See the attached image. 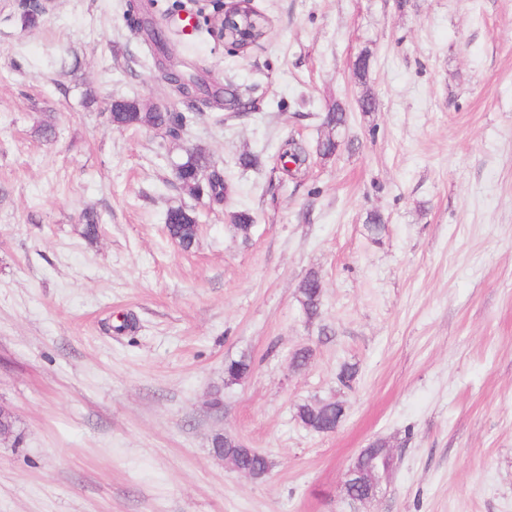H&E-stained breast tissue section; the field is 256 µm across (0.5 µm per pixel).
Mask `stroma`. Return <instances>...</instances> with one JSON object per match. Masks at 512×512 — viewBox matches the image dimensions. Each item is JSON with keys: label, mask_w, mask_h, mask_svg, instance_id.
<instances>
[{"label": "stroma", "mask_w": 512, "mask_h": 512, "mask_svg": "<svg viewBox=\"0 0 512 512\" xmlns=\"http://www.w3.org/2000/svg\"><path fill=\"white\" fill-rule=\"evenodd\" d=\"M251 3L270 33L244 53L187 24L191 0L148 8L177 61L255 99L236 117L162 81L126 0H53L33 25L0 0V405L17 420L0 512H512V0ZM119 98L184 113L180 139L112 127ZM336 104L348 122L324 157ZM291 137L311 151L293 178L275 162ZM192 147L223 203L178 189ZM176 205L199 219L188 252L165 230ZM231 359L251 363L234 384ZM329 399L334 432L297 421ZM217 434L267 476L214 454ZM378 440L397 466L349 504L345 474ZM321 279L316 272H310L298 288L301 294L300 303L307 318L318 314L321 305L322 289L319 288ZM212 445L213 448H222L224 452L239 455L241 465L259 475H263L266 472L268 473L270 469L271 463L264 454L254 448H252L251 452L246 451L244 447L241 446V442L236 441L231 437L224 436L217 446H215L213 438Z\"/></svg>", "instance_id": "obj_1"}]
</instances>
